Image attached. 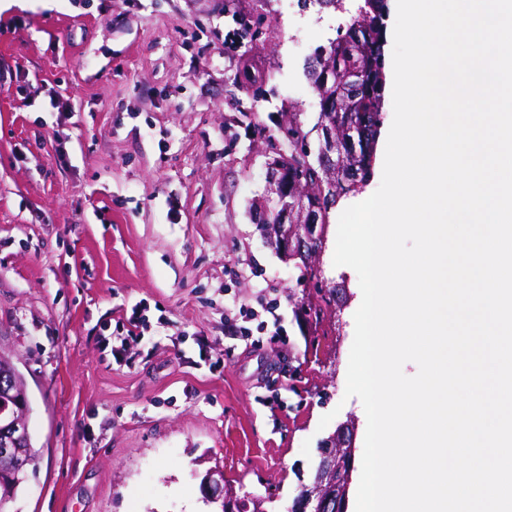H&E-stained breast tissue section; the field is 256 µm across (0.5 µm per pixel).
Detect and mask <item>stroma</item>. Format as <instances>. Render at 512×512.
<instances>
[{
    "label": "stroma",
    "mask_w": 512,
    "mask_h": 512,
    "mask_svg": "<svg viewBox=\"0 0 512 512\" xmlns=\"http://www.w3.org/2000/svg\"><path fill=\"white\" fill-rule=\"evenodd\" d=\"M342 21L313 0L0 13V350L38 451L6 512H218L200 489L214 467L263 512H290L339 424L363 450L345 395L362 292L333 264L341 212L315 281L253 221L283 121L317 120L306 63ZM263 288L286 334L248 353L224 306ZM136 305L150 324L120 366L112 338Z\"/></svg>",
    "instance_id": "obj_1"
}]
</instances>
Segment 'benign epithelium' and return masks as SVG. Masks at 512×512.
<instances>
[{"label":"benign epithelium","instance_id":"obj_1","mask_svg":"<svg viewBox=\"0 0 512 512\" xmlns=\"http://www.w3.org/2000/svg\"><path fill=\"white\" fill-rule=\"evenodd\" d=\"M273 197L256 213V223L265 242L280 253H293L312 263L322 238V211L305 197H288V160L277 156L268 167ZM28 397L19 398L11 381L0 383V482L11 479V465L29 449ZM354 423L340 424L336 432L322 442L319 465L311 478L301 483L292 512H343L347 482L342 479V454H351L349 438ZM202 490L206 498L220 500L225 512H238L242 502L236 493L226 491L224 472L207 471Z\"/></svg>","mask_w":512,"mask_h":512}]
</instances>
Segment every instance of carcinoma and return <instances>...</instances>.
<instances>
[{"label": "carcinoma", "mask_w": 512, "mask_h": 512, "mask_svg": "<svg viewBox=\"0 0 512 512\" xmlns=\"http://www.w3.org/2000/svg\"><path fill=\"white\" fill-rule=\"evenodd\" d=\"M384 13L385 0H358L355 13L337 28L336 38L314 49L307 78L318 100L317 122L308 129L299 113L291 112L283 132L288 173L309 201L322 205L324 225L330 223V211L338 200L356 192L369 176L382 112ZM329 60L336 77L324 83L321 67ZM324 120L336 129L333 160L343 162L336 166L334 182L322 168L320 153L310 146L312 133L319 132ZM347 164L356 168L357 177L346 176Z\"/></svg>", "instance_id": "cac0c4a2"}]
</instances>
